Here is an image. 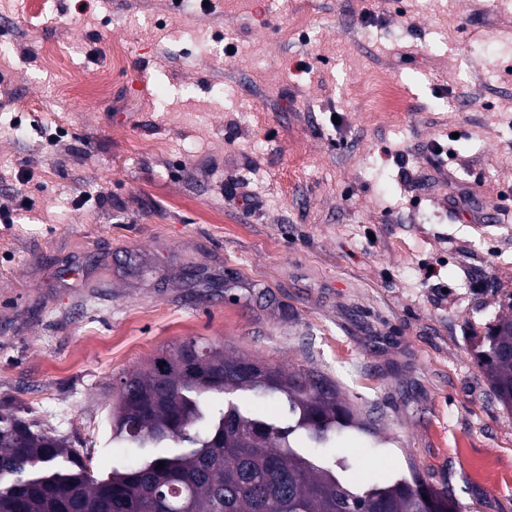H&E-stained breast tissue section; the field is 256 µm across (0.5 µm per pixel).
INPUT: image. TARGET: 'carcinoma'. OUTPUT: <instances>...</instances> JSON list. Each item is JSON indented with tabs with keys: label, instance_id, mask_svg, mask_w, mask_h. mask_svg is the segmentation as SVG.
I'll return each instance as SVG.
<instances>
[{
	"label": "carcinoma",
	"instance_id": "1",
	"mask_svg": "<svg viewBox=\"0 0 512 512\" xmlns=\"http://www.w3.org/2000/svg\"><path fill=\"white\" fill-rule=\"evenodd\" d=\"M238 358L192 338L120 378L112 440L138 456L105 478L65 438L19 408H0V512H456L449 490L405 478L360 486L342 475L345 462L324 465L322 449L347 429L370 431L369 423L315 370L270 367L247 377ZM476 359L511 412L512 314L483 337ZM241 389L281 400L288 418L208 403Z\"/></svg>",
	"mask_w": 512,
	"mask_h": 512
}]
</instances>
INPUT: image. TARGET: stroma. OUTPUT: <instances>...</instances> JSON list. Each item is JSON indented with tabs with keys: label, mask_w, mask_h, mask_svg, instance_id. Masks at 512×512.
I'll return each mask as SVG.
<instances>
[{
	"label": "stroma",
	"mask_w": 512,
	"mask_h": 512,
	"mask_svg": "<svg viewBox=\"0 0 512 512\" xmlns=\"http://www.w3.org/2000/svg\"><path fill=\"white\" fill-rule=\"evenodd\" d=\"M48 2L0 0V405L106 476L113 384L196 338L329 377L383 441L328 449L357 481L512 512L471 351L512 310V0ZM378 70L399 112L360 97Z\"/></svg>",
	"instance_id": "35a3bbf8"
}]
</instances>
